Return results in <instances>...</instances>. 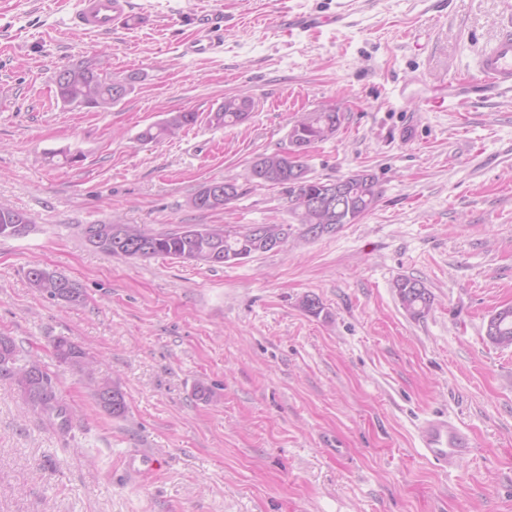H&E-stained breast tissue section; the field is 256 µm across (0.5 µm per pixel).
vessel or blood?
Returning a JSON list of instances; mask_svg holds the SVG:
<instances>
[{"instance_id":"b4317fda","label":"vessel or blood","mask_w":512,"mask_h":512,"mask_svg":"<svg viewBox=\"0 0 512 512\" xmlns=\"http://www.w3.org/2000/svg\"><path fill=\"white\" fill-rule=\"evenodd\" d=\"M145 19V13L132 7L130 0H80L72 25L81 31L110 35L141 26ZM479 70L493 87L512 89V30L503 29L482 50ZM420 441L429 457L443 463L470 450V442L461 429L445 418L427 420L421 428Z\"/></svg>"}]
</instances>
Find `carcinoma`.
Returning <instances> with one entry per match:
<instances>
[{
  "mask_svg": "<svg viewBox=\"0 0 512 512\" xmlns=\"http://www.w3.org/2000/svg\"><path fill=\"white\" fill-rule=\"evenodd\" d=\"M57 99L68 97L83 98L87 88L94 89L102 104L99 112H108V103L113 101V91L117 82L97 73L96 68L85 61L62 67L54 79ZM253 109V100L244 93L228 94L224 101L207 114V120L216 127H233L242 123V108ZM196 112H169L167 116L144 128L138 140L150 143L164 138H173L185 128L197 123ZM341 124L338 112H312L298 116L289 131V136L301 135L313 146L336 135V126ZM259 161L265 169L264 183L283 185L293 198L291 213L294 221L301 224L304 234L308 227L330 224H353L359 219L360 211L345 208L341 215L329 208L305 209L300 200L305 187L290 181L296 168H307L301 155L280 152L263 154ZM349 183L351 197L366 204L365 212H370L381 196V188L376 179L368 173L357 171L343 177ZM32 225L26 213L0 203V239L18 238L26 235ZM281 224H246L238 228L226 225L188 224L176 230L156 232L138 224H124L119 220L102 224H86L82 234L92 247L108 253L130 258H152L156 256L179 259L196 265L214 267L226 263L224 257L231 252H240L238 260L255 254L274 250L267 245L265 236L281 234ZM31 287L42 295L64 302L77 303L81 300L80 289L67 277L54 271L34 266L27 273ZM393 288L406 313L412 318H422L431 309V297L425 284L415 278L402 277L394 282ZM486 336L496 346L512 347V305L494 311L487 322ZM53 356L60 365L80 372L91 378L96 365L89 361L86 353L65 336L52 339ZM0 379L16 385L27 408L34 413L58 420L59 430L69 431L73 410L66 406L57 395L55 383L45 364L36 356L18 346L15 340L0 335ZM98 404L110 415L121 417L127 404L120 389L103 380L96 389Z\"/></svg>",
  "mask_w": 512,
  "mask_h": 512,
  "instance_id": "cac0c4a2",
  "label": "carcinoma"
}]
</instances>
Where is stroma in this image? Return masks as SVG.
<instances>
[{"label": "stroma", "instance_id": "35a3bbf8", "mask_svg": "<svg viewBox=\"0 0 512 512\" xmlns=\"http://www.w3.org/2000/svg\"><path fill=\"white\" fill-rule=\"evenodd\" d=\"M134 2L149 25L97 36L69 27L76 0H0V202L35 225L0 239V334L81 412L62 433L0 380V512H512V348L485 335L512 305V91L478 72L512 0ZM284 15L331 23L290 29ZM201 35L221 50L186 53ZM79 61L131 93L108 112L63 109L54 76ZM238 92L249 117L210 125ZM323 107L343 122L310 148L311 176L381 185L356 223L215 267L82 239L115 218L159 232L291 223L286 187L250 168L288 151L296 113ZM185 111L201 119L178 137L138 141ZM222 180L238 186L226 209L191 207ZM35 265L83 301L40 295ZM401 277L429 289L424 318L402 308ZM56 336L99 361L94 378L56 362ZM102 379L124 416L98 405ZM433 415L465 430L467 455L427 457ZM143 455L159 467L139 477L129 461ZM96 399L98 404L114 417H121L126 412L127 404L123 393L109 381L103 380L98 383Z\"/></svg>", "mask_w": 512, "mask_h": 512}]
</instances>
